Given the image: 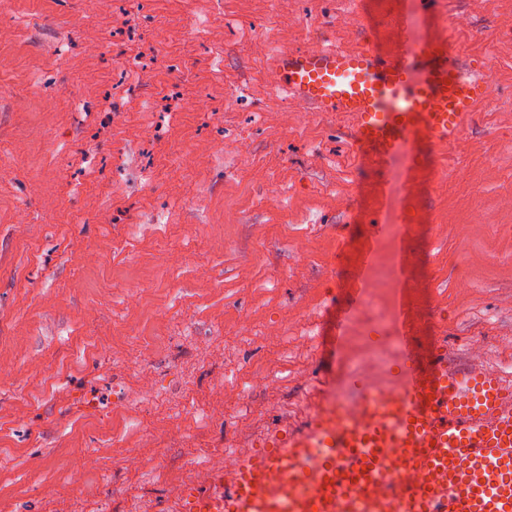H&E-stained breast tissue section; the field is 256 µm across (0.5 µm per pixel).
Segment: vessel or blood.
<instances>
[{
	"instance_id": "obj_1",
	"label": "vessel or blood",
	"mask_w": 512,
	"mask_h": 512,
	"mask_svg": "<svg viewBox=\"0 0 512 512\" xmlns=\"http://www.w3.org/2000/svg\"><path fill=\"white\" fill-rule=\"evenodd\" d=\"M416 2L435 18L428 34L398 19L390 48H289L273 63L297 104L348 117L354 142L407 185L418 146L459 145L491 92L483 58L451 56L440 0ZM409 311L399 302L391 382L353 373V403L317 406L304 428L196 472L175 512H512V375L421 362Z\"/></svg>"
}]
</instances>
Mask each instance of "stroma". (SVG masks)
<instances>
[{
    "label": "stroma",
    "instance_id": "35a3bbf8",
    "mask_svg": "<svg viewBox=\"0 0 512 512\" xmlns=\"http://www.w3.org/2000/svg\"><path fill=\"white\" fill-rule=\"evenodd\" d=\"M400 9H0V512H169L194 470L301 428L359 362L389 381L402 288L420 355L512 373V0H442L495 98L459 149L419 147L409 200L348 119L272 72L289 47L376 45Z\"/></svg>",
    "mask_w": 512,
    "mask_h": 512
}]
</instances>
